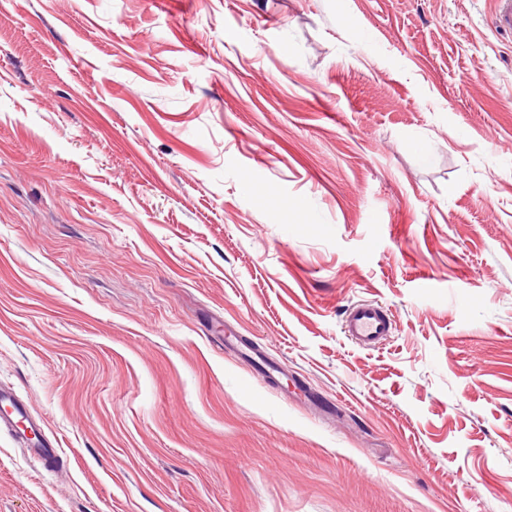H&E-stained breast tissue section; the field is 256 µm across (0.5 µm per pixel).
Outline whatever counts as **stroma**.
Returning a JSON list of instances; mask_svg holds the SVG:
<instances>
[{
    "mask_svg": "<svg viewBox=\"0 0 512 512\" xmlns=\"http://www.w3.org/2000/svg\"><path fill=\"white\" fill-rule=\"evenodd\" d=\"M493 8L0 0V512H512ZM345 336L363 346L385 343L393 329L391 317L378 305L360 302L350 306L343 320ZM230 336H224V348L231 350L235 353H240L247 358H249L254 367V375L262 380H266L267 378L273 377V372H277L278 369L274 367L273 365L267 363L263 357L261 356L260 352L257 350H252V354L243 352L237 344L232 342L230 339ZM28 414L24 401L11 390L0 388V431L3 429L13 434L22 444L27 443V433H35ZM58 444L55 439L33 443L27 448L30 454L47 470L55 471L62 465L57 452Z\"/></svg>",
    "mask_w": 512,
    "mask_h": 512,
    "instance_id": "1",
    "label": "stroma"
}]
</instances>
